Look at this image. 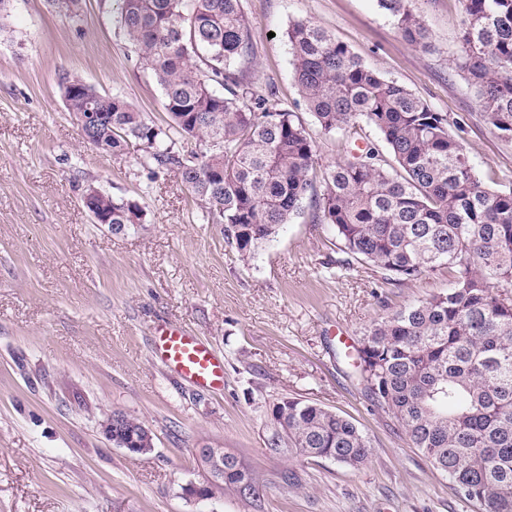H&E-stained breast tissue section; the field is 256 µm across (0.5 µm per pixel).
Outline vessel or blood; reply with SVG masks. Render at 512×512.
Masks as SVG:
<instances>
[{
    "label": "vessel or blood",
    "mask_w": 512,
    "mask_h": 512,
    "mask_svg": "<svg viewBox=\"0 0 512 512\" xmlns=\"http://www.w3.org/2000/svg\"><path fill=\"white\" fill-rule=\"evenodd\" d=\"M153 352L166 371L201 388L217 389L224 381V360L198 337L181 328L158 329Z\"/></svg>",
    "instance_id": "vessel-or-blood-1"
}]
</instances>
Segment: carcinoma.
<instances>
[{
  "label": "carcinoma",
  "mask_w": 512,
  "mask_h": 512,
  "mask_svg": "<svg viewBox=\"0 0 512 512\" xmlns=\"http://www.w3.org/2000/svg\"><path fill=\"white\" fill-rule=\"evenodd\" d=\"M415 0H377L403 38L435 48ZM455 66L475 91L486 124L512 141V0H461ZM120 23L164 96L171 124L156 125L123 96L92 86L70 95L74 119L100 114L83 137L120 155L136 142L144 164L173 169L205 218L244 259L276 238L306 199L333 227L347 258L388 284L448 270V288L371 324L356 369L372 400L392 415L476 512H512V190L487 188L448 116L382 77L307 20L288 27L303 106L324 134L374 129L384 148L357 146L322 174L313 196L315 140L298 113L243 81L232 65L251 56L240 0H120ZM222 91H217L216 87ZM219 168L216 182L211 171ZM83 201L111 217L112 233L142 222V209L99 187ZM270 454L332 459L349 467L371 454L366 434L318 404H274ZM224 488L260 496L266 480L230 452Z\"/></svg>",
  "instance_id": "carcinoma-1"
}]
</instances>
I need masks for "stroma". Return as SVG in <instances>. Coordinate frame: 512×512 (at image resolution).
Returning a JSON list of instances; mask_svg holds the SVG:
<instances>
[{
    "mask_svg": "<svg viewBox=\"0 0 512 512\" xmlns=\"http://www.w3.org/2000/svg\"><path fill=\"white\" fill-rule=\"evenodd\" d=\"M241 4L254 56L240 68L257 89L299 102L285 32L310 21L460 125L479 177L512 189V142L452 68L459 0H417L432 53L376 0ZM117 17L118 0H82L76 21L50 0H10L0 13V512H472L339 355L375 320L447 288V274L387 285L362 263L330 268L339 242L308 207L242 259L176 172L144 165L138 144L121 156L84 144L60 93L65 74L168 120ZM90 181L138 204L141 224L116 234L94 223L82 202ZM164 324L223 356L222 390L161 366L152 348ZM284 398L351 419L371 439L368 461L270 456L271 409ZM115 410L151 429L150 453L104 437L99 423ZM205 443L267 479L263 495L187 498L204 479L195 451Z\"/></svg>",
    "mask_w": 512,
    "mask_h": 512,
    "instance_id": "1",
    "label": "stroma"
}]
</instances>
